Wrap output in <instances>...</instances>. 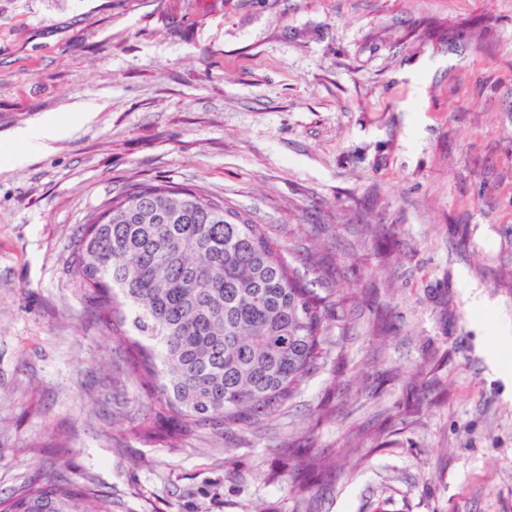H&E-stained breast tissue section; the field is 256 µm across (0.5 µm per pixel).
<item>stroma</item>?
I'll return each mask as SVG.
<instances>
[{"mask_svg": "<svg viewBox=\"0 0 512 512\" xmlns=\"http://www.w3.org/2000/svg\"><path fill=\"white\" fill-rule=\"evenodd\" d=\"M79 101L0 164V498L51 466L112 512H512V0H0V143ZM141 181L321 248L342 289V363L258 434H132L143 391L67 266ZM294 439L336 471L304 483ZM60 116L49 131L41 124H34L17 129L11 136V142L22 146L6 157L7 164H21L33 154H44L52 150V143L70 136L75 129V119L90 121L94 117V107L87 103H76L70 107V112Z\"/></svg>", "mask_w": 512, "mask_h": 512, "instance_id": "35a3bbf8", "label": "stroma"}]
</instances>
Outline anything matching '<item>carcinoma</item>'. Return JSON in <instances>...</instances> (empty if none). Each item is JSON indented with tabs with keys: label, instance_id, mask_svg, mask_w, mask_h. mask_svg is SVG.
<instances>
[{
	"label": "carcinoma",
	"instance_id": "1",
	"mask_svg": "<svg viewBox=\"0 0 512 512\" xmlns=\"http://www.w3.org/2000/svg\"><path fill=\"white\" fill-rule=\"evenodd\" d=\"M251 215L192 187L136 183L70 246L68 272L124 349L115 381L148 392L133 435L208 445L259 431L332 357V296L319 295ZM303 478L328 459L289 444ZM0 512H112L96 484L47 469L0 499Z\"/></svg>",
	"mask_w": 512,
	"mask_h": 512
}]
</instances>
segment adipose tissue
I'll use <instances>...</instances> for the list:
<instances>
[{"instance_id":"adipose-tissue-1","label":"adipose tissue","mask_w":512,"mask_h":512,"mask_svg":"<svg viewBox=\"0 0 512 512\" xmlns=\"http://www.w3.org/2000/svg\"><path fill=\"white\" fill-rule=\"evenodd\" d=\"M94 116V108L87 103H77L71 106L68 114L60 116L52 128L34 124L17 129L11 136L12 142L18 143L19 151L6 156V163L17 165L23 163L34 154L50 152L54 141L70 136L76 121H88Z\"/></svg>"}]
</instances>
